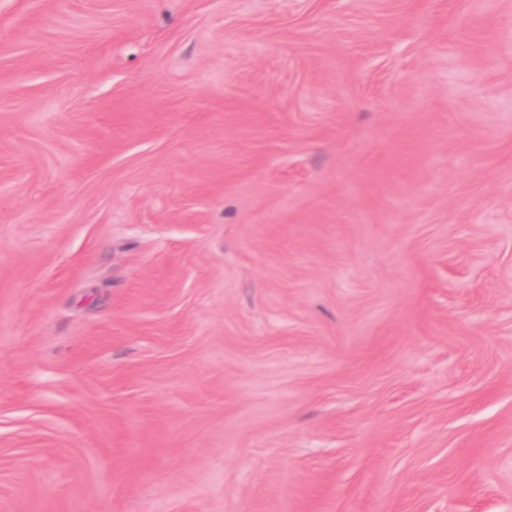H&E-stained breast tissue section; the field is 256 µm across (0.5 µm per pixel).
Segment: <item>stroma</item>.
<instances>
[{"instance_id": "35a3bbf8", "label": "stroma", "mask_w": 512, "mask_h": 512, "mask_svg": "<svg viewBox=\"0 0 512 512\" xmlns=\"http://www.w3.org/2000/svg\"><path fill=\"white\" fill-rule=\"evenodd\" d=\"M0 512H512V0H0Z\"/></svg>"}]
</instances>
